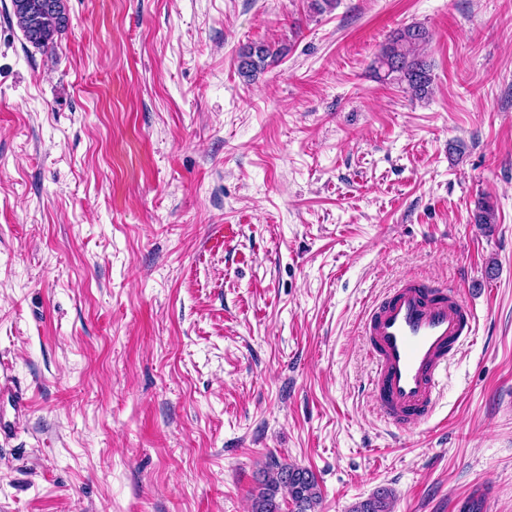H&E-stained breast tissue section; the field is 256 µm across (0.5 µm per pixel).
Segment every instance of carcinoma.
<instances>
[{
  "instance_id": "cac0c4a2",
  "label": "carcinoma",
  "mask_w": 512,
  "mask_h": 512,
  "mask_svg": "<svg viewBox=\"0 0 512 512\" xmlns=\"http://www.w3.org/2000/svg\"><path fill=\"white\" fill-rule=\"evenodd\" d=\"M67 0H13V11L25 39L36 48L54 46L55 36L69 22ZM429 41V32L421 26L397 30L375 59V70L407 84L414 95L423 98L431 92L429 66L419 57V48ZM280 53L267 43H255L239 54L238 70L250 78L264 67L266 60ZM393 492L382 488L359 502L350 512H390ZM290 500L293 512H316L321 491L314 474L306 469L269 458L261 470V479L252 494L251 512H283Z\"/></svg>"
}]
</instances>
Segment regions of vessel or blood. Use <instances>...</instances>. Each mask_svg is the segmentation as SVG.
<instances>
[{"mask_svg":"<svg viewBox=\"0 0 512 512\" xmlns=\"http://www.w3.org/2000/svg\"><path fill=\"white\" fill-rule=\"evenodd\" d=\"M374 365V409L405 430L430 419L448 365L476 335L475 316L455 288L410 278L372 304L364 322ZM28 408L21 389L0 382V435L9 434Z\"/></svg>","mask_w":512,"mask_h":512,"instance_id":"1","label":"vessel or blood"}]
</instances>
